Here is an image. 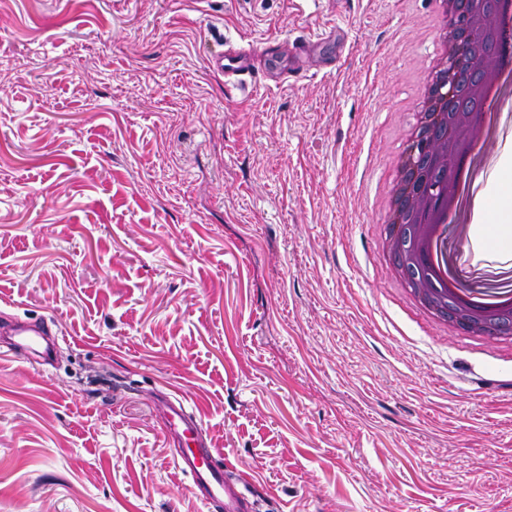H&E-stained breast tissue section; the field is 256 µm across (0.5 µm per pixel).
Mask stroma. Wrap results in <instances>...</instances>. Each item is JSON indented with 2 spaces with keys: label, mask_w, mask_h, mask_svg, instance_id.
Masks as SVG:
<instances>
[{
  "label": "stroma",
  "mask_w": 512,
  "mask_h": 512,
  "mask_svg": "<svg viewBox=\"0 0 512 512\" xmlns=\"http://www.w3.org/2000/svg\"><path fill=\"white\" fill-rule=\"evenodd\" d=\"M431 10L0 0V310L59 332L55 364L0 357V512H201L163 391L260 512H512V348L422 322L382 256ZM336 25L331 70L208 63ZM265 44L235 54L221 52L212 55L209 63L212 68L224 72L225 85L230 88L229 90L237 88L236 82L241 80L238 76L251 74L254 71V61L257 58L260 59L263 72L267 77L280 78L287 73V68L280 58L270 51V45L267 42Z\"/></svg>",
  "instance_id": "obj_1"
}]
</instances>
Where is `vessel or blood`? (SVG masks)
<instances>
[{"label":"vessel or blood","instance_id":"obj_1","mask_svg":"<svg viewBox=\"0 0 512 512\" xmlns=\"http://www.w3.org/2000/svg\"><path fill=\"white\" fill-rule=\"evenodd\" d=\"M212 68L221 70L226 87H235L241 75L262 66L267 77L278 78L287 68L269 46H256L235 54L218 53L209 59ZM5 344L8 355L26 358L41 365L57 356L58 340L47 323L15 324L7 327ZM162 434L177 440L179 449L173 458L175 468L190 479L189 493L210 512L222 505L224 512H259V501L251 478L228 469L222 449L213 446L201 417L185 398L170 397L163 404Z\"/></svg>","mask_w":512,"mask_h":512}]
</instances>
